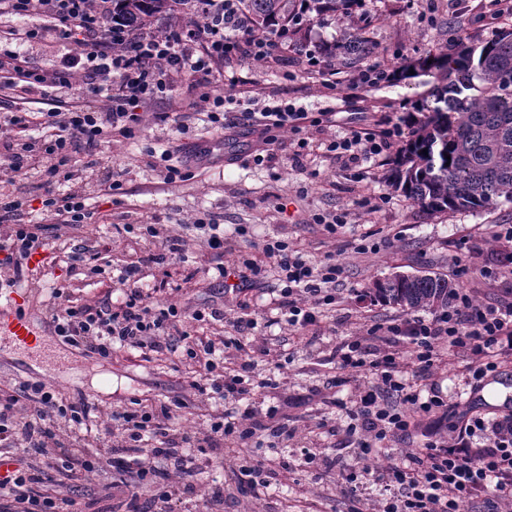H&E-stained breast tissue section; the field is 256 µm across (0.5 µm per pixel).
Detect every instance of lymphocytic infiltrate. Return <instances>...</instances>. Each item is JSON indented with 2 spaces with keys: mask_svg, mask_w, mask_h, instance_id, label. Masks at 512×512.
Returning <instances> with one entry per match:
<instances>
[{
  "mask_svg": "<svg viewBox=\"0 0 512 512\" xmlns=\"http://www.w3.org/2000/svg\"><path fill=\"white\" fill-rule=\"evenodd\" d=\"M35 12L49 17L52 32L75 40L84 51L63 55L53 69L42 70L10 48L11 43L40 38L39 30H0V71L10 74L23 94L55 91L51 109L40 115L42 125L52 130L50 138L33 141L26 135L29 116H12L10 124L17 133L0 146V169L19 174L29 158L38 157L49 186L71 178L72 153L78 144L95 145L110 133L133 136L143 123V107L169 91L177 75L193 77L211 127L223 130L225 97L209 82L210 73L238 58L267 60L280 48L266 36L243 39L226 33L223 23L217 22L173 37L143 38L124 51L117 47L124 34L112 27V0H0V16ZM307 64L332 89L346 82L375 87L394 76L381 64L354 70H340L316 58ZM101 93L107 95L109 107L97 112L86 99ZM244 117L265 135L264 148L253 157L258 164L273 158L275 130L296 131L305 120L314 126L320 123L285 102L259 115L245 112ZM399 137L398 127L392 125L375 136L332 140L327 150L351 163L366 147L388 150L395 157L401 152ZM40 230L37 224L0 226L1 284L12 287L25 278L40 245ZM124 230L155 239L157 245L120 269L116 281L122 300L113 305L52 304L48 315L55 335L101 360L120 350H135L144 357L179 354L194 368L187 380L189 389L204 399L216 396L238 402L256 386L283 388V381L254 378L255 353L268 351L265 339L249 335L254 319L240 316L226 322L227 332L219 337H191L181 331V324L225 322L223 309L164 304L142 288L145 267L183 259L182 237L161 236L154 224H128ZM490 245L481 260V276L511 277L512 225H498ZM262 252L264 262L247 259L243 266L256 278L267 268L277 270L281 322L300 334L318 325L325 309L336 305L340 266L332 260L309 262L282 238L266 240ZM444 348L469 357L470 383L476 389L512 361V289L490 303L480 301L477 289H457L449 307L431 320L399 317L383 329L370 326L330 354L341 368L368 370L376 377L375 384L357 388L349 433L381 443L407 435L418 419L427 422L419 447L406 449L398 461L376 471L383 492L374 499L373 512H467L477 499L481 512H512V413L499 420L465 415L448 429L447 401L433 389L421 393L414 383L416 377L431 373ZM186 407L185 400L176 398L105 412L82 397H59L40 381L0 388V446L25 452L0 476V512H78L85 492L76 478L96 471L103 459L120 473L112 487L123 494L127 512H189L188 501L199 496V475L223 463L225 442L245 447L259 435L274 443L289 437L286 418L274 406H249L236 417L227 412L211 415L200 431L178 426ZM102 416L107 419L105 445L92 453L84 442Z\"/></svg>",
  "mask_w": 512,
  "mask_h": 512,
  "instance_id": "obj_1",
  "label": "lymphocytic infiltrate"
}]
</instances>
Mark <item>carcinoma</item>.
<instances>
[{
    "label": "carcinoma",
    "mask_w": 512,
    "mask_h": 512,
    "mask_svg": "<svg viewBox=\"0 0 512 512\" xmlns=\"http://www.w3.org/2000/svg\"><path fill=\"white\" fill-rule=\"evenodd\" d=\"M361 0H239L243 23L284 40L305 24L326 16L348 22L332 46H316L309 56H327L357 66L372 50L359 27ZM192 9L191 0H112V23L129 35L150 29L162 17ZM443 74L448 84L439 105L414 126L404 155L390 179L431 215L483 211L512 203V29L478 43H460L413 64ZM427 153H422V150ZM371 292L403 310L446 307L453 294L448 279L433 272L392 275Z\"/></svg>",
    "instance_id": "obj_1"
}]
</instances>
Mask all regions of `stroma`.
<instances>
[{
    "label": "stroma",
    "mask_w": 512,
    "mask_h": 512,
    "mask_svg": "<svg viewBox=\"0 0 512 512\" xmlns=\"http://www.w3.org/2000/svg\"><path fill=\"white\" fill-rule=\"evenodd\" d=\"M362 12L375 46L365 62L396 70L389 83L327 89L308 72L304 51L290 44L274 59H243L212 73L216 88L226 90L234 84L258 92L261 104L285 100L306 112L323 114L320 125L305 126L301 132L278 130L271 162L254 164L244 123L232 111L226 116V130L234 136L238 159L219 166L194 164L191 178L164 183L158 170L150 167L146 148L170 149L181 159L191 155L197 143L214 137L190 81L177 77L166 96L147 105L142 131L131 139L106 137L94 146L81 147L74 156V180L57 183V193L73 191L84 198L92 223L64 226L46 215L42 173L33 170L17 178L0 171V199L21 200L22 223L44 225L50 243L40 253L42 262L27 308L46 347L34 359L0 350V386L40 380L64 398L81 393L103 408L126 405L134 398L148 404L178 396L195 407L190 421L206 422L212 407L198 405L186 390V367L177 359L156 355L147 360L139 352L120 351L111 360L99 361L63 344L47 325L51 288L64 289L75 305L119 299L112 270L152 249L153 242L116 233V225L163 224L185 239V259L147 268L145 287L171 289V301L181 304H223V321L236 319L242 308H249L257 321L255 335L289 339L284 347L287 361H279L273 353L257 358L260 377L285 379V390L276 398L257 388L252 398L264 408L286 405L295 436L274 445L266 438L256 439L254 446L226 456L222 468L204 473L202 484L223 483L224 512H362L366 508L376 491L367 483L365 472L419 446L424 428L416 426L405 441L385 444L371 453L360 448L357 437L346 431L348 411L356 387L372 382L373 377L367 371L332 368L327 357L333 347L362 333L364 325L400 316V309L374 301L370 288L375 280L429 269L456 285L477 287L484 301H494L502 289L485 284L474 254L488 250L496 225H512V204L432 216L391 187V166L383 156L347 167L330 156L326 146L333 139L377 129L386 121L410 132L417 104L429 98L437 81L427 74L402 77L406 65L466 38H492L501 28L512 27V14L496 13L488 0H363ZM185 113L190 116L186 129L177 131L174 119ZM108 178L121 184L111 195L101 188ZM328 213L347 216L346 225L333 238L313 222L314 215ZM207 214L223 224L225 238L234 242L233 251L224 255L228 276L223 281L209 274L210 253L189 228L195 218ZM240 224L248 225L247 237H237L235 228ZM272 237L287 239L309 261L330 257L342 269L336 307L326 311L315 341L289 338L284 326H267L265 312L277 286L275 271L244 285L239 282L240 258L258 255L264 241ZM364 237L376 243V252H356ZM75 248L97 252L101 273L80 268L68 274L52 265L53 256ZM466 379V360L458 354L443 356L430 378L449 404V422L470 412L488 419L503 414V407L476 398ZM310 443L335 458V469L317 474L301 466L302 450ZM269 458L293 462L286 486L274 485L261 494L241 489L240 466Z\"/></svg>",
    "instance_id": "stroma-1"
}]
</instances>
